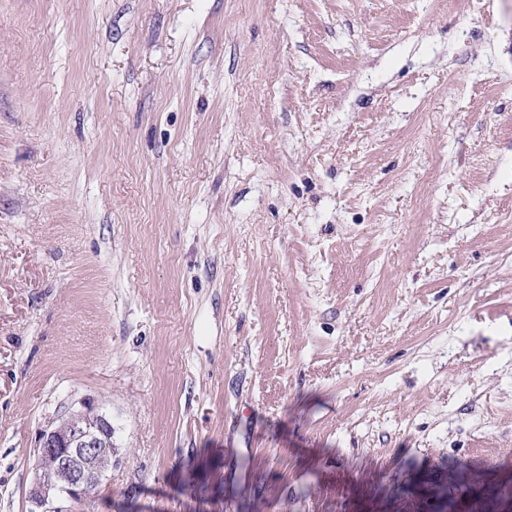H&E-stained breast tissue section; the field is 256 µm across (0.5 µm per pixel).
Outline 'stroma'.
<instances>
[{
    "instance_id": "1",
    "label": "stroma",
    "mask_w": 512,
    "mask_h": 512,
    "mask_svg": "<svg viewBox=\"0 0 512 512\" xmlns=\"http://www.w3.org/2000/svg\"><path fill=\"white\" fill-rule=\"evenodd\" d=\"M512 512V0H0V512ZM75 415L83 421L82 427L73 425L77 420ZM78 420L76 425L79 426ZM112 429L109 417L95 412L93 407L85 403L83 410L73 411L59 424L42 431L39 449L44 457L39 462L43 470L52 474L34 467V479L29 491V501L34 509L30 512L68 511L64 503L82 501L84 496L86 500H91L95 496L98 481L112 466L114 448H103L104 445L109 447L105 442L112 435ZM56 460L64 484L59 482V474L54 473Z\"/></svg>"
}]
</instances>
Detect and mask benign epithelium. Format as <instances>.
I'll use <instances>...</instances> for the list:
<instances>
[{"instance_id": "obj_1", "label": "benign epithelium", "mask_w": 512, "mask_h": 512, "mask_svg": "<svg viewBox=\"0 0 512 512\" xmlns=\"http://www.w3.org/2000/svg\"><path fill=\"white\" fill-rule=\"evenodd\" d=\"M80 420L83 426H74ZM112 435V421L85 404L59 424L42 431L39 436L40 454L57 460L58 472L46 473L34 468L29 501L30 512H65L66 502L84 500L85 487L98 482L112 467L114 449L105 447Z\"/></svg>"}]
</instances>
